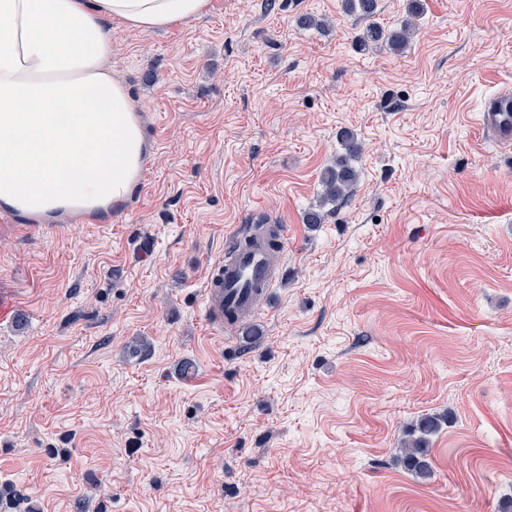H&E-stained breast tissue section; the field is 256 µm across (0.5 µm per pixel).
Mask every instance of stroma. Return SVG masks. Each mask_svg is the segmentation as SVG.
Returning a JSON list of instances; mask_svg holds the SVG:
<instances>
[{
  "label": "stroma",
  "mask_w": 512,
  "mask_h": 512,
  "mask_svg": "<svg viewBox=\"0 0 512 512\" xmlns=\"http://www.w3.org/2000/svg\"><path fill=\"white\" fill-rule=\"evenodd\" d=\"M421 4L401 55L341 0L112 23L149 156L104 223L0 232V512H512V146L480 125L512 0ZM260 222L289 233L260 338L215 336L208 266ZM425 414L424 481L395 457ZM416 33L415 24L407 20L400 28L385 29L382 25L370 21L355 36L353 43L360 52L368 51L374 47L384 46L392 53L403 54L409 47L412 38ZM340 140L346 152L345 157L337 160L335 167L326 169L320 178L323 199L326 201L336 202L352 196L358 182L357 171L349 164V159L359 155L361 145L350 130H343Z\"/></svg>",
  "instance_id": "1"
}]
</instances>
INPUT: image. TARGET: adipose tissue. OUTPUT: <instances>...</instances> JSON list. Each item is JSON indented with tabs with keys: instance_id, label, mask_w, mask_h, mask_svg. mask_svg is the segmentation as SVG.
I'll return each instance as SVG.
<instances>
[{
	"instance_id": "ef3b65f1",
	"label": "adipose tissue",
	"mask_w": 512,
	"mask_h": 512,
	"mask_svg": "<svg viewBox=\"0 0 512 512\" xmlns=\"http://www.w3.org/2000/svg\"><path fill=\"white\" fill-rule=\"evenodd\" d=\"M211 0H0V208L108 213L132 194L149 146L105 66L107 24L165 29Z\"/></svg>"
}]
</instances>
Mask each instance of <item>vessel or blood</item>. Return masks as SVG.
Wrapping results in <instances>:
<instances>
[{
  "instance_id": "b4317fda",
  "label": "vessel or blood",
  "mask_w": 512,
  "mask_h": 512,
  "mask_svg": "<svg viewBox=\"0 0 512 512\" xmlns=\"http://www.w3.org/2000/svg\"><path fill=\"white\" fill-rule=\"evenodd\" d=\"M482 125L500 142L512 141L511 91L501 92L488 101ZM277 264V257L261 242L244 250L228 248L222 258L211 264L204 293V322L211 333L223 334L225 309L243 317L254 310L256 297L273 287Z\"/></svg>"
}]
</instances>
